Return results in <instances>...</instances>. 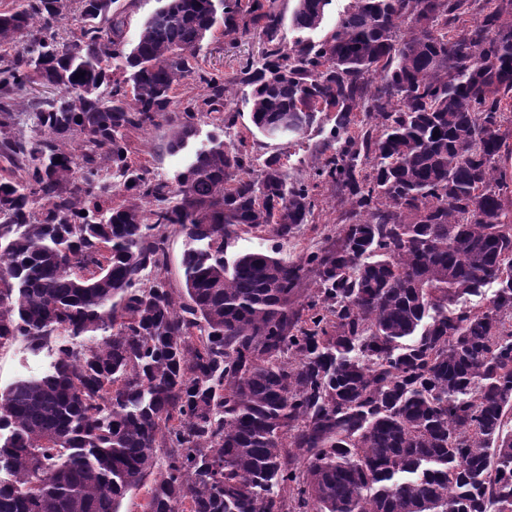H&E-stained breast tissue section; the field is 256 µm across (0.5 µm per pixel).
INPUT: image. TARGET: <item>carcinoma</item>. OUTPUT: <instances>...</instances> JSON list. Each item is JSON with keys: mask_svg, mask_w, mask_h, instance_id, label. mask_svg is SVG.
I'll use <instances>...</instances> for the list:
<instances>
[{"mask_svg": "<svg viewBox=\"0 0 512 512\" xmlns=\"http://www.w3.org/2000/svg\"><path fill=\"white\" fill-rule=\"evenodd\" d=\"M159 2L132 43L117 0L0 12V347L57 351L0 392V512H120L149 476L143 512H512V0H351L320 41L331 0ZM74 10L66 45L28 38ZM219 29L260 31L261 61L204 70ZM31 84L59 91L37 139L4 131ZM230 85L264 137L334 113L316 177L346 208L294 259L224 261L314 215L281 158L213 136L174 188L129 161L126 132L165 121L180 151ZM171 231L182 295L145 278Z\"/></svg>", "mask_w": 512, "mask_h": 512, "instance_id": "obj_1", "label": "carcinoma"}]
</instances>
